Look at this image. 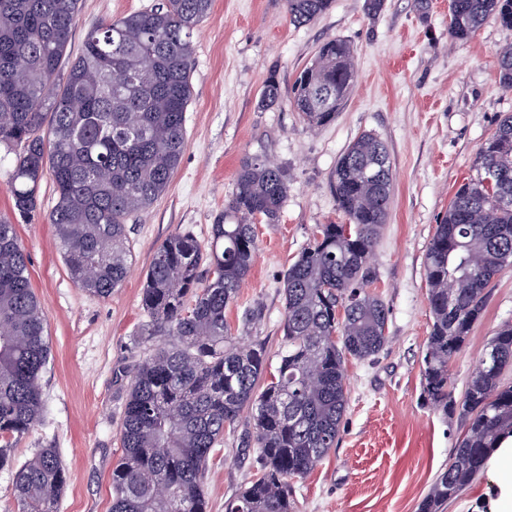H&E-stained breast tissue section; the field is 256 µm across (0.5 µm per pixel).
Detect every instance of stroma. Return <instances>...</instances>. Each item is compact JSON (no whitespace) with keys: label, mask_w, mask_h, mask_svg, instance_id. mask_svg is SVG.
<instances>
[{"label":"stroma","mask_w":512,"mask_h":512,"mask_svg":"<svg viewBox=\"0 0 512 512\" xmlns=\"http://www.w3.org/2000/svg\"><path fill=\"white\" fill-rule=\"evenodd\" d=\"M156 0H80L71 50L98 23L138 12ZM331 0L313 22L293 24L285 0H213L193 31L192 97L186 144L165 192L127 223L130 272L112 297L88 295L70 278L49 213L56 194L44 177L40 207L16 215L8 166L0 164V218L11 219L29 258L31 284L48 322L51 358L42 378L43 417L13 441L23 463L38 449H56L67 471L57 512H110L112 470L127 370L153 348L141 309L145 272L170 234L190 231L207 242L246 158L259 155L283 170L288 198L277 223L256 220L259 251L236 304L225 312L240 344L260 338L276 354L282 343V274L318 225L343 224L331 175L340 155L361 133L386 145L393 194L374 249L370 290L389 310L387 343L374 357L345 363L349 407L339 440L307 477L291 483L293 512H417L447 465L462 426L458 417L422 399L421 360L431 327L424 256L435 226L457 188L474 173L480 147L506 114L512 90L499 84L495 53L512 44V29L487 20L473 36L448 35V0ZM346 40L357 74L346 104L330 124L311 128L292 106L299 72L326 41ZM276 74L281 99L265 107L261 93ZM261 304L263 318L243 331L241 316ZM512 323V270L493 280L481 320L464 351L450 361L455 397H462L486 343ZM228 433L205 475L209 512L252 476V459L239 456ZM503 465L484 474L445 512H481L493 504Z\"/></svg>","instance_id":"1"}]
</instances>
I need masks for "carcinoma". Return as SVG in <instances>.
<instances>
[{"instance_id": "carcinoma-1", "label": "carcinoma", "mask_w": 512, "mask_h": 512, "mask_svg": "<svg viewBox=\"0 0 512 512\" xmlns=\"http://www.w3.org/2000/svg\"><path fill=\"white\" fill-rule=\"evenodd\" d=\"M213 0H158L104 22L70 54L79 0H0V150L22 217L35 212L50 173L49 214L71 279L109 298L132 252L127 221L166 190L185 148L192 95V34ZM330 0H286L303 25ZM448 34L466 40L487 19L512 28V0H448ZM499 83L512 88V45L496 52ZM123 76L111 86L112 74ZM356 81L349 45L324 43L299 74L294 106L310 127L334 120ZM270 75L262 103L275 104ZM426 250L432 326L422 359V394L464 431L418 512H443L477 480L499 443L512 437V323L487 343L461 400L449 362L483 316L489 284L512 269V115L500 120ZM336 204L350 225L320 224L283 274L282 349L272 365L265 343L239 345L224 311L236 303L259 245L252 220L276 222L288 198L279 166L246 159L207 244L189 231L169 235L147 269L142 308L161 347L130 375L120 423L122 454L112 469L111 512H207L210 454L248 414L258 471L224 502V512H291L292 480L309 475L336 447L348 396L344 365L378 354L389 311L368 291L374 247L393 187L390 155L359 135L332 174ZM47 320L31 288L28 257L9 220H0V468L10 438L37 426L41 378L51 356ZM67 476L54 448H40L14 473L20 512H56Z\"/></svg>"}]
</instances>
